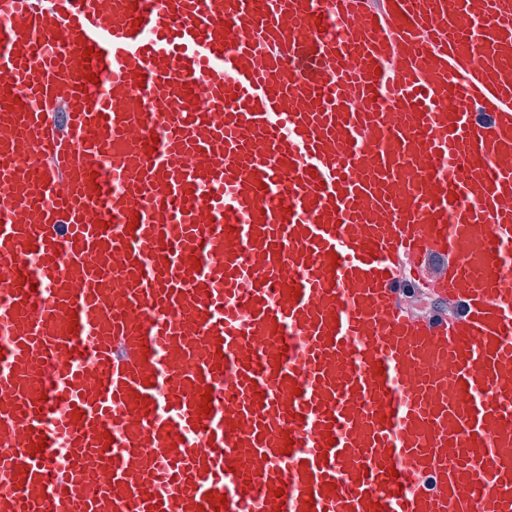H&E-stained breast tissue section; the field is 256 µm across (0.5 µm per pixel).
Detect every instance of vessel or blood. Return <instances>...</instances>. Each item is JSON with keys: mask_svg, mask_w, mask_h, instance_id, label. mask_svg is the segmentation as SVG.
<instances>
[{"mask_svg": "<svg viewBox=\"0 0 512 512\" xmlns=\"http://www.w3.org/2000/svg\"><path fill=\"white\" fill-rule=\"evenodd\" d=\"M509 249L512 0H0V512H512Z\"/></svg>", "mask_w": 512, "mask_h": 512, "instance_id": "b4317fda", "label": "vessel or blood"}]
</instances>
